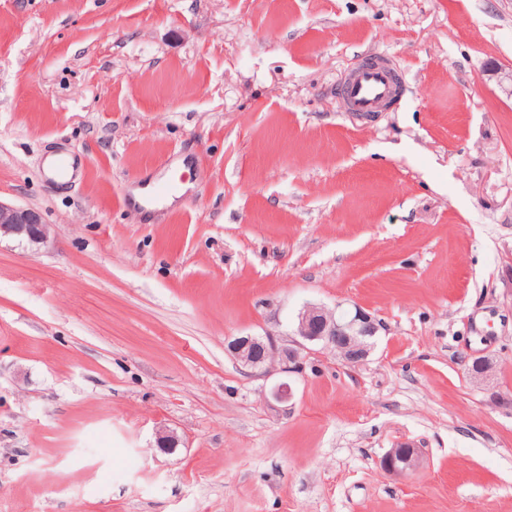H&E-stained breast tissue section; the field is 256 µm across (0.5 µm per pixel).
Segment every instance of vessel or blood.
Masks as SVG:
<instances>
[{
	"label": "vessel or blood",
	"mask_w": 512,
	"mask_h": 512,
	"mask_svg": "<svg viewBox=\"0 0 512 512\" xmlns=\"http://www.w3.org/2000/svg\"><path fill=\"white\" fill-rule=\"evenodd\" d=\"M401 81L396 70L383 59L360 65L340 89V96L347 111L368 114L384 112L399 99ZM45 178L66 186L82 174L79 158L72 152L60 150L49 155L43 167Z\"/></svg>",
	"instance_id": "vessel-or-blood-1"
}]
</instances>
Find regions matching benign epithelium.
I'll return each instance as SVG.
<instances>
[{
  "mask_svg": "<svg viewBox=\"0 0 512 512\" xmlns=\"http://www.w3.org/2000/svg\"><path fill=\"white\" fill-rule=\"evenodd\" d=\"M2 235L41 245L49 239L50 228L38 209L0 201ZM382 329V322L359 307L338 312L308 306L298 315L295 339L279 342L270 335L237 336L228 343V351L258 375L267 376L275 370L286 375L301 371L303 353L310 345L327 349L348 363L362 362ZM292 397L291 384L286 380L273 385L266 394L270 404H286ZM418 458L419 449L400 443L385 453L380 465L390 474L406 475L415 469Z\"/></svg>",
  "mask_w": 512,
  "mask_h": 512,
  "instance_id": "7a95c632",
  "label": "benign epithelium"
}]
</instances>
